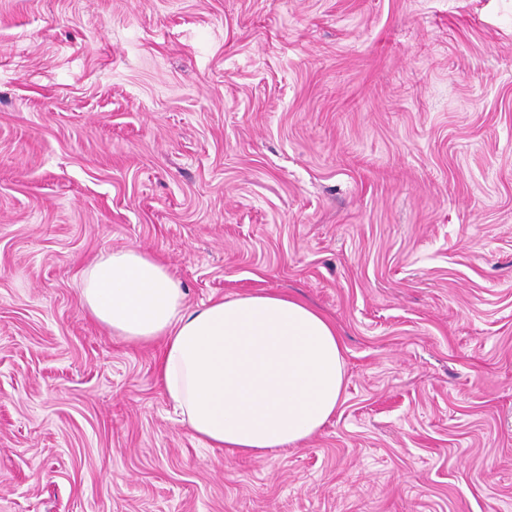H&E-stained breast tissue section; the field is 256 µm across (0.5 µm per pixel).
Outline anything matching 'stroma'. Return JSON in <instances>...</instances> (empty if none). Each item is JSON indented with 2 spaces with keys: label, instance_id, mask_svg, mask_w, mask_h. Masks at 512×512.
I'll return each instance as SVG.
<instances>
[{
  "label": "stroma",
  "instance_id": "35a3bbf8",
  "mask_svg": "<svg viewBox=\"0 0 512 512\" xmlns=\"http://www.w3.org/2000/svg\"><path fill=\"white\" fill-rule=\"evenodd\" d=\"M304 299L335 415L201 444L81 273ZM0 512H512V0H0Z\"/></svg>",
  "mask_w": 512,
  "mask_h": 512
}]
</instances>
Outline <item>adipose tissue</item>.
<instances>
[{
  "label": "adipose tissue",
  "mask_w": 512,
  "mask_h": 512,
  "mask_svg": "<svg viewBox=\"0 0 512 512\" xmlns=\"http://www.w3.org/2000/svg\"><path fill=\"white\" fill-rule=\"evenodd\" d=\"M135 248L82 273L88 315L133 342L162 341L160 376L196 439L258 458L296 446L335 414L344 384L335 326L304 301L250 293L195 307Z\"/></svg>",
  "instance_id": "1"
}]
</instances>
